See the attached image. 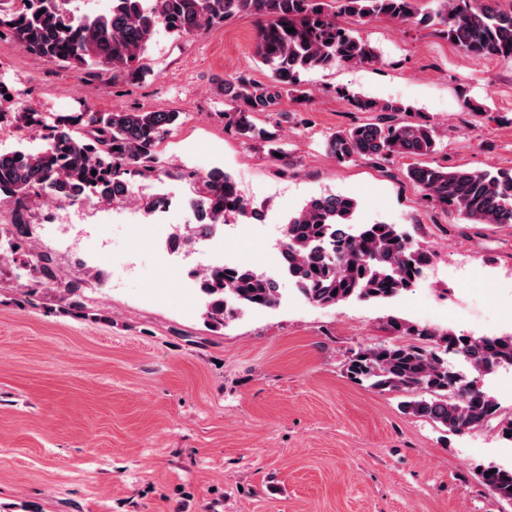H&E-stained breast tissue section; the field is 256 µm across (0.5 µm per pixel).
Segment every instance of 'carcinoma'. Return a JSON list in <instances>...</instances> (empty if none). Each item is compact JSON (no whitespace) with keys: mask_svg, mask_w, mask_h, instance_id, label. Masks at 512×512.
Instances as JSON below:
<instances>
[{"mask_svg":"<svg viewBox=\"0 0 512 512\" xmlns=\"http://www.w3.org/2000/svg\"><path fill=\"white\" fill-rule=\"evenodd\" d=\"M67 0H0V35L9 34L28 53L47 62L74 67L101 65L114 74L141 79L148 43L159 29L177 38L197 34L237 14L261 18L254 55L271 72V82L259 83L245 74L220 84L231 108L222 112L226 126L243 142L263 143L270 154L287 152L255 116L281 115L283 99L306 97L303 75L338 63L379 62L374 48L352 28L336 22L344 14L359 23L386 17L400 24L432 28L462 52L474 57H512V10L491 6L492 0H436L423 10L421 0H111L110 9L96 16H78ZM295 32L290 33L287 28ZM354 107L377 116L338 131L325 143L339 163L359 159L380 165L397 157H428L438 153V129L399 117L398 103L356 97ZM22 131L43 124L36 113L18 107L0 112ZM181 124V113L98 112L58 119L46 126V144L39 151L0 153V199L15 200L8 233L29 242L27 204L38 194L61 201L109 202L129 195L128 174L148 177L160 165L158 147ZM97 174H92V171ZM407 179L423 198L444 212H455L473 224H512V172L469 170L444 164L416 163ZM198 230L213 232L239 218L258 219L260 212L240 194L234 178L216 169L203 178L194 202ZM354 200L338 195L310 198L291 216L283 241V268L312 304L332 307L351 298L379 301L414 287L432 254L416 247L393 224L354 226ZM23 266L33 273L30 296L52 280L63 287L67 308L85 310L83 285L64 281L50 253L31 249ZM206 298L207 318L215 324L236 307L272 308L279 288L269 278L240 265L211 267L198 276ZM386 328L404 342L370 345L353 353L347 376L385 392H405L413 398L402 410L429 420L452 433L497 423L512 435V416L498 401L472 383L448 374V355L463 358L478 373L512 366V336L468 338L434 326L418 327L389 316ZM482 482L512 504V470L481 472Z\"/></svg>","mask_w":512,"mask_h":512,"instance_id":"cac0c4a2","label":"carcinoma"}]
</instances>
